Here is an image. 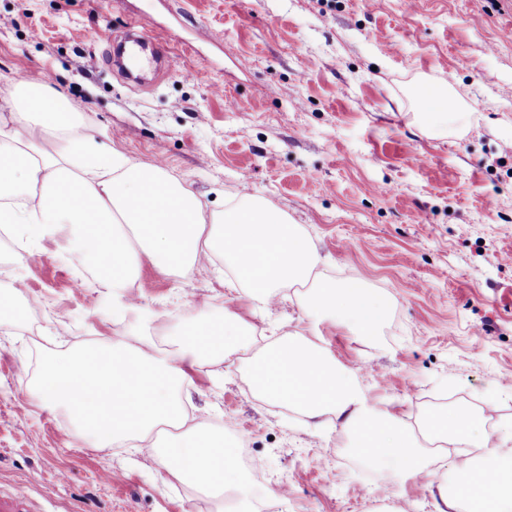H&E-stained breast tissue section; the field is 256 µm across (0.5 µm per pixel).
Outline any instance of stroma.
<instances>
[{
  "mask_svg": "<svg viewBox=\"0 0 512 512\" xmlns=\"http://www.w3.org/2000/svg\"><path fill=\"white\" fill-rule=\"evenodd\" d=\"M138 20L178 52L140 84L116 67ZM19 74L64 93L80 135L163 163L208 209L249 186L314 238L335 280L382 295L373 339L317 326L381 414L412 425L463 406L491 438L512 429V0H0V106ZM426 82L468 108L462 133L418 122ZM223 268L218 256L185 280L140 256L139 305L118 319L64 240L32 242L19 224L0 235V289L21 310L0 319L1 498L24 512H219L154 448L92 447L24 386L50 355L165 340L208 314L236 315L265 345L278 324L312 325L301 289L264 316ZM188 376L186 427L248 445L277 512H434L428 478L363 483L350 434L255 394L239 355Z\"/></svg>",
  "mask_w": 512,
  "mask_h": 512,
  "instance_id": "obj_1",
  "label": "stroma"
}]
</instances>
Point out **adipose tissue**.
I'll return each instance as SVG.
<instances>
[{"mask_svg": "<svg viewBox=\"0 0 512 512\" xmlns=\"http://www.w3.org/2000/svg\"><path fill=\"white\" fill-rule=\"evenodd\" d=\"M79 117L64 95L17 82L0 114V223L23 225L39 241L67 232L99 287L111 290L113 315L129 308L140 255L162 271L188 277L215 254L233 276L229 290L254 308L278 302L295 283L311 281L303 309L313 322L331 320L359 339L386 317L382 296L364 285L327 277L314 240L266 200L242 194L236 206L207 211L167 168L134 161L74 136ZM245 324L232 317L199 320L161 348L136 336L92 349L49 356L26 390L45 406L64 409L99 448L141 441L168 427L158 462L173 480L203 487L237 483L233 446L223 429L199 423L183 430L185 365L205 355L246 350ZM253 389L297 408L315 428L339 426L357 454L387 474L429 475L431 446L457 441L477 453L454 483L432 491L436 512H512V445L484 435L483 415L463 408L426 414L419 431L367 403L353 369L297 331L249 358Z\"/></svg>", "mask_w": 512, "mask_h": 512, "instance_id": "obj_1", "label": "adipose tissue"}]
</instances>
